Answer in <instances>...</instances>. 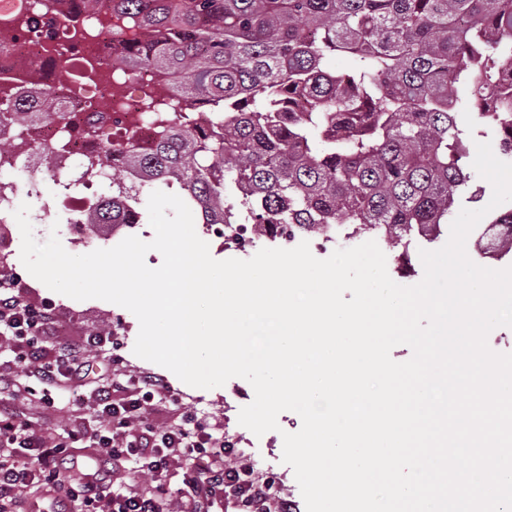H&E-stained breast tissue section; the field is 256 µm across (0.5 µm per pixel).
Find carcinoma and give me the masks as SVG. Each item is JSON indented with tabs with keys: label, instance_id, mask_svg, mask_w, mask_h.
Wrapping results in <instances>:
<instances>
[{
	"label": "carcinoma",
	"instance_id": "1",
	"mask_svg": "<svg viewBox=\"0 0 512 512\" xmlns=\"http://www.w3.org/2000/svg\"><path fill=\"white\" fill-rule=\"evenodd\" d=\"M156 35L120 63L173 71L172 91L206 113L107 171L83 220L96 234L138 224L145 189L178 187L203 224L279 225L321 235L346 224L403 250L448 222L468 183L457 104L512 159V0H108ZM343 55V71L322 62ZM0 115L37 113L0 88ZM55 158L28 141L0 152ZM498 259L512 258V209L491 219Z\"/></svg>",
	"mask_w": 512,
	"mask_h": 512
}]
</instances>
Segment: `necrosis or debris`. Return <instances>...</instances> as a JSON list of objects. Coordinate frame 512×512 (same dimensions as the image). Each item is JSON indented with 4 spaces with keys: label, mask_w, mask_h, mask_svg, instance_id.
Masks as SVG:
<instances>
[{
    "label": "necrosis or debris",
    "mask_w": 512,
    "mask_h": 512,
    "mask_svg": "<svg viewBox=\"0 0 512 512\" xmlns=\"http://www.w3.org/2000/svg\"><path fill=\"white\" fill-rule=\"evenodd\" d=\"M78 0H23L17 9L0 4V81L10 83L28 98L47 93V109L54 115L25 127L0 122V139L23 136L52 151L68 179L93 183L100 174L95 164L104 145L112 147V163L124 165L128 145H145L160 131L143 104L150 99H170L168 75L140 72L120 66L131 47L149 48L152 39L145 27L119 11H78ZM92 31V38L66 46L64 34L71 29ZM99 62L95 83L85 96L56 80L57 71H82L86 60ZM96 101L102 121L94 139L73 136L75 127L92 120L86 99Z\"/></svg>",
    "instance_id": "necrosis-or-debris-1"
}]
</instances>
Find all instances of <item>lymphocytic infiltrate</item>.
Segmentation results:
<instances>
[{"instance_id": "obj_1", "label": "lymphocytic infiltrate", "mask_w": 512, "mask_h": 512, "mask_svg": "<svg viewBox=\"0 0 512 512\" xmlns=\"http://www.w3.org/2000/svg\"><path fill=\"white\" fill-rule=\"evenodd\" d=\"M55 323L49 306L25 302L20 280L0 272V512H26L28 495L38 490L62 504L81 502L88 512H164L172 492L180 512H223L232 482L239 487V512H269L280 499L275 480L256 476L247 460L237 459L223 433L194 422L165 383L125 373L117 336L92 333L62 344L50 338ZM30 377L40 389L27 385ZM116 385L130 387L131 395L114 401ZM77 386L95 399L93 422L85 421L84 402L73 396ZM35 395L45 402L61 396L71 428L57 432L27 420L18 404ZM161 403L177 412L163 426L151 418ZM75 448L98 450L93 472L70 465ZM175 463L182 470L176 489L167 481ZM119 472L126 482L113 483Z\"/></svg>"}]
</instances>
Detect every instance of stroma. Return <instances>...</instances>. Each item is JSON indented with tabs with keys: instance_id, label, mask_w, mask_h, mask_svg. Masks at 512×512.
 <instances>
[{
	"instance_id": "obj_1",
	"label": "stroma",
	"mask_w": 512,
	"mask_h": 512,
	"mask_svg": "<svg viewBox=\"0 0 512 512\" xmlns=\"http://www.w3.org/2000/svg\"><path fill=\"white\" fill-rule=\"evenodd\" d=\"M40 196L28 199L18 193V202L29 203L31 211L43 214L40 223L34 224L33 234L37 241H46L50 233H57L64 248L71 254L81 255L101 247H114L124 238L135 235L149 241L154 232L147 224H127L108 234L106 240L94 244L90 240L77 238L68 232L62 221L66 216L61 187L52 177H43ZM21 234L17 224L0 228V270L16 274L23 286L24 298L34 304H49L53 307L61 330V340L67 341L96 331H110L121 341L120 354L127 373L145 372L162 376L167 385L181 397L186 410L197 414L200 422L223 430L226 438L233 440L254 464L257 475H274L286 499L290 500L292 512H306L300 488L293 470L282 461V432L294 433L301 427V419L292 411L282 412L278 417L279 431H270L255 436L238 422L240 408L254 399L251 385L244 379H230L224 386L204 390L183 384L171 371L137 357L133 347L139 332L137 318L127 309L100 299L77 301L50 291L44 284L30 275L20 261Z\"/></svg>"
}]
</instances>
